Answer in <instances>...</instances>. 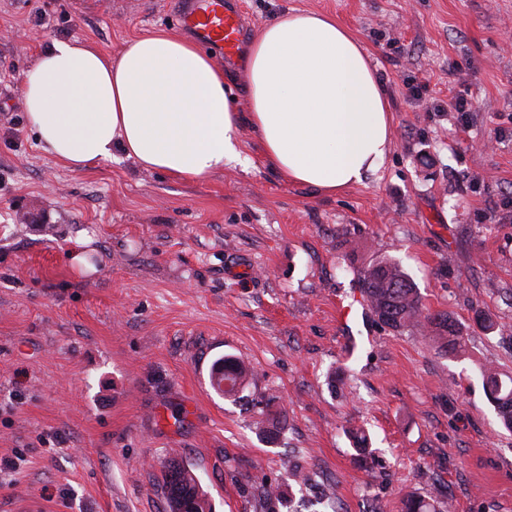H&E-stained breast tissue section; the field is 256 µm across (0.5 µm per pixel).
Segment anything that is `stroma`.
I'll return each instance as SVG.
<instances>
[{
    "mask_svg": "<svg viewBox=\"0 0 512 512\" xmlns=\"http://www.w3.org/2000/svg\"><path fill=\"white\" fill-rule=\"evenodd\" d=\"M237 4L250 40L296 8L364 44L394 128L364 184L288 183L246 126L244 163L197 181L118 152L63 166L21 91L44 40L112 55L178 31L179 0H0V512H168L174 459L213 512H402L411 494L512 512V431L480 378L512 375V0ZM458 94L472 112L453 111ZM78 240L90 271L70 259ZM384 258L424 312L457 319L461 354L359 303L358 272ZM224 355L257 375L237 400L210 384ZM263 411L277 439L256 429Z\"/></svg>",
    "mask_w": 512,
    "mask_h": 512,
    "instance_id": "35a3bbf8",
    "label": "stroma"
}]
</instances>
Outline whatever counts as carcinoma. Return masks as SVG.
<instances>
[{"instance_id": "cac0c4a2", "label": "carcinoma", "mask_w": 512, "mask_h": 512, "mask_svg": "<svg viewBox=\"0 0 512 512\" xmlns=\"http://www.w3.org/2000/svg\"><path fill=\"white\" fill-rule=\"evenodd\" d=\"M360 282L372 310L384 324L398 330L422 321L439 353L449 356L462 350L464 337L459 323L446 313L423 314L418 288L398 264L374 262L361 272ZM211 374L224 380L222 392L226 396L237 395L255 381L252 369L232 356L216 360ZM482 381L503 425L512 430V377L505 381L498 371L485 368ZM163 488L168 512H212L198 480L176 460L167 467ZM403 512H442V505L435 499L412 496L404 500Z\"/></svg>"}]
</instances>
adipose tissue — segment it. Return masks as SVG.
<instances>
[{
    "instance_id": "adipose-tissue-1",
    "label": "adipose tissue",
    "mask_w": 512,
    "mask_h": 512,
    "mask_svg": "<svg viewBox=\"0 0 512 512\" xmlns=\"http://www.w3.org/2000/svg\"><path fill=\"white\" fill-rule=\"evenodd\" d=\"M243 71L244 115L223 69L181 35L137 37L111 57L53 39L21 90L42 149L74 170L118 150L143 170L195 180L241 160L244 124L265 166L318 193L380 170L393 147L386 90L335 18L288 11L251 42Z\"/></svg>"
}]
</instances>
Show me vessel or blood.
<instances>
[{"instance_id": "vessel-or-blood-1", "label": "vessel or blood", "mask_w": 512, "mask_h": 512, "mask_svg": "<svg viewBox=\"0 0 512 512\" xmlns=\"http://www.w3.org/2000/svg\"><path fill=\"white\" fill-rule=\"evenodd\" d=\"M178 24L193 32L207 49L232 59L240 49L243 24L235 0H188L177 15Z\"/></svg>"}]
</instances>
